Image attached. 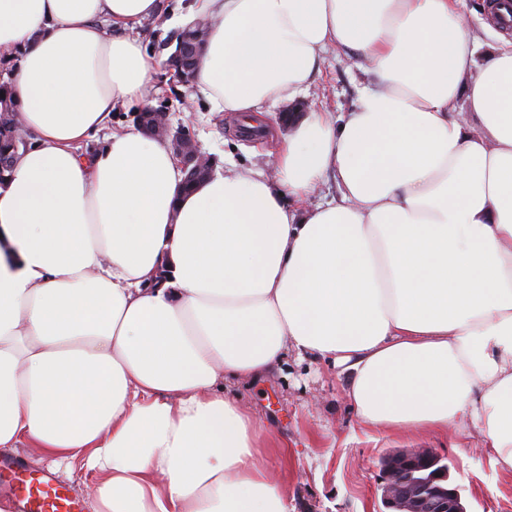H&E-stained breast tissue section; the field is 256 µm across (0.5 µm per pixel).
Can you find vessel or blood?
Masks as SVG:
<instances>
[{
	"label": "vessel or blood",
	"mask_w": 512,
	"mask_h": 512,
	"mask_svg": "<svg viewBox=\"0 0 512 512\" xmlns=\"http://www.w3.org/2000/svg\"><path fill=\"white\" fill-rule=\"evenodd\" d=\"M0 477L14 487L18 512H80V502L48 475L27 476L19 460L0 459Z\"/></svg>",
	"instance_id": "1"
}]
</instances>
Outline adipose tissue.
Instances as JSON below:
<instances>
[{
    "mask_svg": "<svg viewBox=\"0 0 512 512\" xmlns=\"http://www.w3.org/2000/svg\"><path fill=\"white\" fill-rule=\"evenodd\" d=\"M194 0L192 86L248 116L307 93L336 49L369 80L312 111L273 173L192 192L113 110L146 101L135 30L161 0H0L32 146L0 184V448L94 476L91 512H290L226 381L288 355L341 369L376 430L462 423L512 472V5ZM100 149L81 150L91 133ZM339 195L310 198L325 180Z\"/></svg>",
    "mask_w": 512,
    "mask_h": 512,
    "instance_id": "obj_1",
    "label": "adipose tissue"
}]
</instances>
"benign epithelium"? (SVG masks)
<instances>
[{
	"label": "benign epithelium",
	"mask_w": 512,
	"mask_h": 512,
	"mask_svg": "<svg viewBox=\"0 0 512 512\" xmlns=\"http://www.w3.org/2000/svg\"><path fill=\"white\" fill-rule=\"evenodd\" d=\"M137 126L167 144L185 181L214 173L212 159L203 154L190 134L171 128L167 113L140 112ZM382 504L386 512H468L460 490L449 482L448 464L429 448L390 454L381 460Z\"/></svg>",
	"instance_id": "benign-epithelium-1"
}]
</instances>
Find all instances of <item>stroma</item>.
I'll use <instances>...</instances> for the list:
<instances>
[{"label":"stroma","mask_w":512,"mask_h":512,"mask_svg":"<svg viewBox=\"0 0 512 512\" xmlns=\"http://www.w3.org/2000/svg\"><path fill=\"white\" fill-rule=\"evenodd\" d=\"M191 2L163 0V15L140 30L158 64L148 106L167 112L172 127L187 126L218 167L268 168L289 133L279 120L282 104L264 108L262 119L273 133L265 141L247 133L239 115L212 111L204 96L168 75L164 62L193 19ZM365 82L351 61L331 53L303 101L308 109L337 115L354 106ZM345 386V377L325 363L291 358L266 383L230 385L258 422L261 461L287 492L292 512H380L382 457L413 448L432 449L447 462L470 512H512V474L493 468L476 431L463 426L414 434L368 429L350 407Z\"/></svg>","instance_id":"1"}]
</instances>
